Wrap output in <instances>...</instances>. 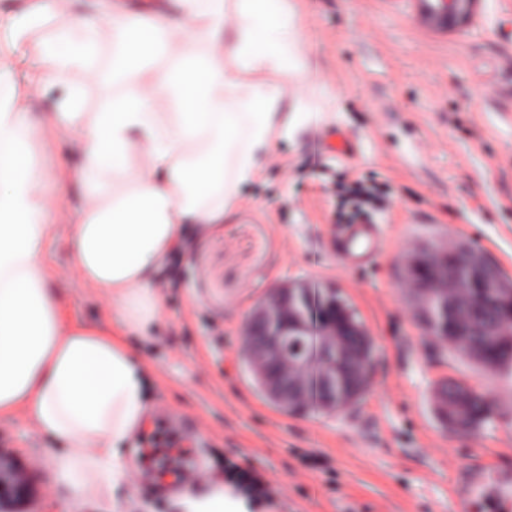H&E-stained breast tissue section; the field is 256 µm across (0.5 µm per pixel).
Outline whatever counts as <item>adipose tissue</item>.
Here are the masks:
<instances>
[{
	"instance_id": "1",
	"label": "adipose tissue",
	"mask_w": 512,
	"mask_h": 512,
	"mask_svg": "<svg viewBox=\"0 0 512 512\" xmlns=\"http://www.w3.org/2000/svg\"><path fill=\"white\" fill-rule=\"evenodd\" d=\"M74 3L0 13L12 47L0 59V86L21 74L30 97L59 95L50 111L0 96V415L24 411L60 444L52 479L73 508L90 482L126 483L124 450L147 421V372L122 331H146L159 318L156 272L189 227L223 223L272 144L288 135L275 121L284 81L310 67L288 0H160L141 15L118 6L82 13ZM47 18L54 37L30 57L24 38ZM104 26L112 63L100 69ZM79 72L112 88L97 112L83 109ZM44 126L79 148L77 164L60 161L51 190L30 153ZM66 211L72 265L117 304L121 329L61 315L46 244ZM172 500L177 512L250 509L220 480L181 487Z\"/></svg>"
}]
</instances>
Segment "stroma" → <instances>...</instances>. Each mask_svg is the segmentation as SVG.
Instances as JSON below:
<instances>
[{"label": "stroma", "mask_w": 512, "mask_h": 512, "mask_svg": "<svg viewBox=\"0 0 512 512\" xmlns=\"http://www.w3.org/2000/svg\"><path fill=\"white\" fill-rule=\"evenodd\" d=\"M312 121L289 83L272 148L223 223L190 229L156 275L162 314L127 341L148 370L149 422L133 443L136 493L96 486L80 512H171L170 476L149 434L179 440L190 485L223 478L225 461L263 473L287 512H512V377L489 379L436 344L412 318L399 272L415 243L464 238L512 274V0H482L475 26L424 30L413 0H290ZM347 144L330 154L323 142ZM379 173L390 190L377 265L355 272L332 241L340 179ZM72 227L56 218L50 286L66 321L107 326L117 306L74 274ZM337 289L375 345L373 384L340 415L289 414L254 387L241 330L269 289ZM489 394L472 433L442 425L436 384ZM55 443L21 411L0 416V468L29 483L22 512H62L50 469Z\"/></svg>", "instance_id": "35a3bbf8"}]
</instances>
